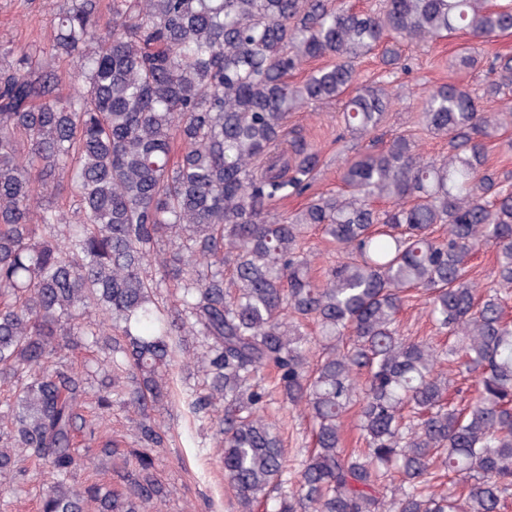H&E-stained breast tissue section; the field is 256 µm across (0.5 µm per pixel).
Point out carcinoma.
<instances>
[{"mask_svg":"<svg viewBox=\"0 0 512 512\" xmlns=\"http://www.w3.org/2000/svg\"><path fill=\"white\" fill-rule=\"evenodd\" d=\"M105 15L100 0H69L48 50L0 47V381L19 382L0 423V488L34 458L48 476L37 512H152L163 489L148 452L116 485L77 488L96 455L76 438L94 439L120 404L141 410L142 439L162 445L147 408L170 396L179 338L200 336L191 407H219L241 512H501L512 495V186L487 162L490 142L512 152V57L492 59L479 96L450 78L421 100L447 155L427 158L399 134L346 161L336 192L287 217L270 206L307 193L322 162L301 138L280 149L290 113L344 97L345 130L373 134L394 94L385 80L358 83L363 56L389 35L464 32L451 68L472 69L475 43L512 31V0H384L375 12L343 0H108ZM61 61L77 81L67 96ZM481 98L504 106L487 112ZM64 185L73 212L45 200ZM376 199L391 207L375 211ZM308 229L338 255L322 280L302 247ZM484 245L496 250L489 288L469 273ZM164 285L179 291L169 306ZM414 293L447 345L402 334ZM82 345L108 350L96 386L60 368ZM469 380L460 407L448 391ZM276 398L311 425L291 483ZM351 411L363 447L349 451Z\"/></svg>","mask_w":512,"mask_h":512,"instance_id":"obj_1","label":"carcinoma"}]
</instances>
